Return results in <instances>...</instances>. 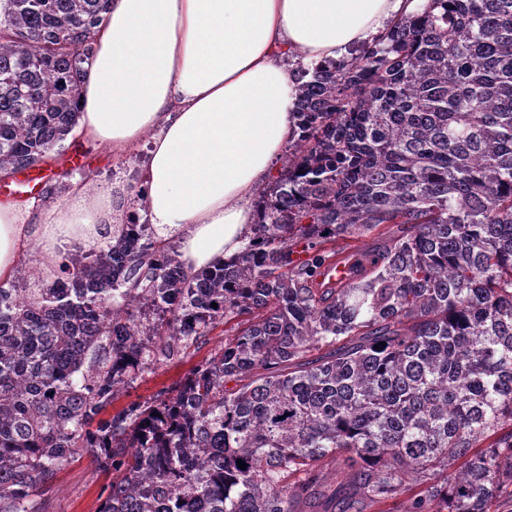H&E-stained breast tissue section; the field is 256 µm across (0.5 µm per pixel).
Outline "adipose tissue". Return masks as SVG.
<instances>
[{"label": "adipose tissue", "instance_id": "adipose-tissue-1", "mask_svg": "<svg viewBox=\"0 0 512 512\" xmlns=\"http://www.w3.org/2000/svg\"><path fill=\"white\" fill-rule=\"evenodd\" d=\"M426 0H109L92 44L79 132L115 153L151 136L140 209L177 237L187 274L238 253L250 199L296 128L298 81L281 59H340ZM129 205L123 188L73 180L59 204H0V279L25 247L96 245Z\"/></svg>", "mask_w": 512, "mask_h": 512}]
</instances>
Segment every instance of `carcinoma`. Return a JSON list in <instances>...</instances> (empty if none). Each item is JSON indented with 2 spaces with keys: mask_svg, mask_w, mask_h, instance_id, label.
<instances>
[{
  "mask_svg": "<svg viewBox=\"0 0 512 512\" xmlns=\"http://www.w3.org/2000/svg\"><path fill=\"white\" fill-rule=\"evenodd\" d=\"M106 9L0 0V172L78 125ZM298 80L235 257L188 276L131 211L0 286V512H42L83 454L112 471L99 512H294L328 456L329 512L404 493L403 512H512V0H427ZM374 231L382 248L344 254ZM338 262L352 276L320 282ZM231 322L177 389L112 413Z\"/></svg>",
  "mask_w": 512,
  "mask_h": 512,
  "instance_id": "obj_1",
  "label": "carcinoma"
}]
</instances>
